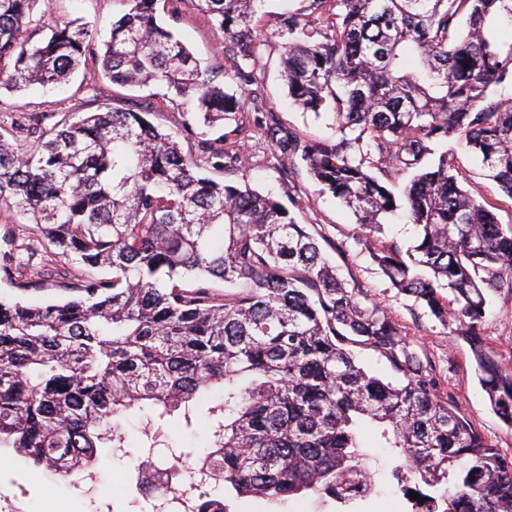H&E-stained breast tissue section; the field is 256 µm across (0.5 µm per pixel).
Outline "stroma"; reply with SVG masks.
I'll return each mask as SVG.
<instances>
[{"instance_id": "stroma-1", "label": "stroma", "mask_w": 512, "mask_h": 512, "mask_svg": "<svg viewBox=\"0 0 512 512\" xmlns=\"http://www.w3.org/2000/svg\"><path fill=\"white\" fill-rule=\"evenodd\" d=\"M301 5L302 0H260L253 18L258 42L259 85L268 108L276 112L283 128L328 139L334 134L332 114L317 115L293 107L280 78L283 48L270 17ZM127 9L126 0H53L45 20L54 24L85 18L103 41L109 36L112 22ZM173 29L201 65L221 62L223 39L195 0H186L182 4ZM123 103L150 113L154 124L169 131L179 130L183 122L193 117L190 105L170 100L157 87L134 88L120 95L114 94L111 83L95 76L94 65L89 62L75 72L69 82L58 87L37 85L16 94L0 91V119L7 121L30 112H94L107 105L117 107ZM254 117L251 108L246 107L235 121L208 131L210 137L223 138L225 146L241 149L245 161L235 175L236 180L272 194L290 207L298 223L315 225L323 236L343 244L348 255L344 276L371 289L375 299L405 335L424 347L460 414L473 423L489 444L511 455L512 428L493 413L475 375V363L468 345L454 327L441 324L424 309L416 307L411 298L392 288L356 244L354 217L336 198L321 193L307 176H298L292 182L284 180L282 168L285 161L266 135L255 127ZM457 163L466 175V187L473 196L492 205L501 224H512V198L484 176L479 160L461 151L457 154ZM483 329L504 365L512 367V294L498 293L490 297ZM212 403L209 396L200 400L197 414L189 424L177 418L152 423L145 412L138 410L121 418L124 447L104 448L99 452L98 465L110 475V481L103 489L69 488L63 481L45 475L37 481H28L29 468L25 461L12 449L0 448V490H11L16 483L25 484L34 512H40L46 504L53 506L55 512H143L141 502L126 492L124 477L135 473L142 455L150 449L161 458L169 457L174 451L189 452L194 458H202L210 441L206 412ZM363 442L375 491L368 499L356 504V512H408L410 505L393 474L395 463L390 449L376 447L374 433L370 430L365 431Z\"/></svg>"}]
</instances>
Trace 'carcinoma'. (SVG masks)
<instances>
[{
  "label": "carcinoma",
  "mask_w": 512,
  "mask_h": 512,
  "mask_svg": "<svg viewBox=\"0 0 512 512\" xmlns=\"http://www.w3.org/2000/svg\"><path fill=\"white\" fill-rule=\"evenodd\" d=\"M40 0H0V89L65 82L87 59L113 86L149 85L194 103L203 124L232 120L247 93L257 125L301 172L348 207L357 244L399 293L456 325L497 417L512 428V368L481 324L491 294L512 293V226L460 183L452 138L512 197V0H305L278 16L281 76L305 111L329 110L336 134L279 126L259 90L251 27L259 0H198L224 37V63L203 67L158 21L159 0H127L109 40L75 21L45 26ZM237 152L186 124L168 132L148 113H30L0 125V212L22 215L41 246L0 254L20 291L81 275L66 299L0 301V447L65 480L121 448L114 418L133 409L191 424L207 409L230 512L247 496L316 495L348 507L373 492L365 428L396 450L411 512H512V456L490 445L441 387L430 357L328 257L336 242L281 202L224 180ZM414 175L398 202L390 179ZM405 209L407 247L379 237ZM224 284V288L217 284ZM448 289L443 295L442 289ZM396 374L368 373L355 349ZM417 485L411 487V479Z\"/></svg>",
  "instance_id": "1"
}]
</instances>
